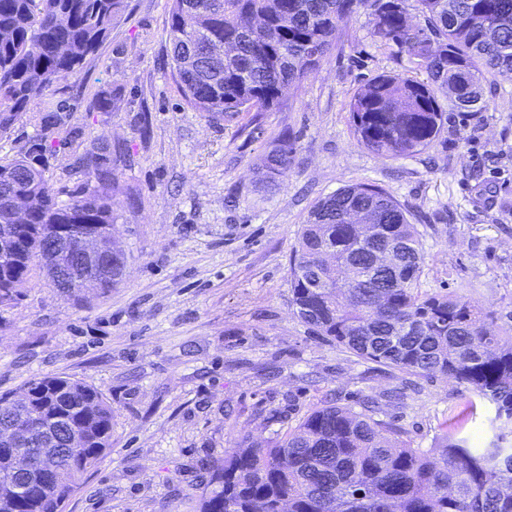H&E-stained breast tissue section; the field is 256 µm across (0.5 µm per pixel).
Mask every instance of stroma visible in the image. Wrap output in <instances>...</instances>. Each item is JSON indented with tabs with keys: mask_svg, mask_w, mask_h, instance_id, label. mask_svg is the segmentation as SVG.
Returning a JSON list of instances; mask_svg holds the SVG:
<instances>
[{
	"mask_svg": "<svg viewBox=\"0 0 512 512\" xmlns=\"http://www.w3.org/2000/svg\"><path fill=\"white\" fill-rule=\"evenodd\" d=\"M170 6L128 0L97 54L49 97L79 132L48 155L60 201L96 185L76 156L110 146L123 279L78 298L36 269L0 306V394L63 375L112 406V446L64 512H197L202 464L247 441L274 443L330 401L358 413L374 402L375 419L413 447H434L470 398L463 386L362 360L293 313L288 266L300 228L346 186H381L408 209L426 255L423 290L464 292L496 325L512 322V80L487 76L488 108L474 116L444 99L439 141L383 158L358 143L350 102L377 75L425 71L372 37L367 12L342 22L330 56L284 90L279 108L228 123L181 92ZM284 137L293 162L260 187L257 166Z\"/></svg>",
	"mask_w": 512,
	"mask_h": 512,
	"instance_id": "obj_1",
	"label": "stroma"
}]
</instances>
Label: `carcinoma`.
<instances>
[{
  "instance_id": "1",
  "label": "carcinoma",
  "mask_w": 512,
  "mask_h": 512,
  "mask_svg": "<svg viewBox=\"0 0 512 512\" xmlns=\"http://www.w3.org/2000/svg\"><path fill=\"white\" fill-rule=\"evenodd\" d=\"M402 0H173L167 40L188 104L213 119L280 104L279 90L302 85L336 42L341 23L360 7L373 17L372 35L408 50L423 80L380 75L350 103L357 141L376 155L424 151L445 128L439 94L454 87L465 112H483L485 75L512 78V0H418L423 25L408 22ZM127 0H0V138L27 112L46 103L56 81L82 68L108 39ZM266 16L246 29L241 15ZM231 50L210 62L205 45ZM57 113L40 116V141L0 162V235L13 229L14 251L0 263V306L11 304L39 262L56 280L52 245L60 224H112L111 170L92 150L78 163L96 179L93 192L58 202L45 176L43 144L52 142ZM293 143L282 138L263 159L264 178L288 169ZM29 201L28 224L12 225L11 201ZM362 213L380 227L372 240L357 232ZM392 245L388 268L374 254ZM112 279L121 280L125 252L112 242ZM425 256L407 210L386 190L349 185L308 212L289 260L292 308L302 323L357 357L415 376H442L474 399L438 439L413 448L399 430L362 413L326 404L307 413L268 448H242L205 464L199 512H512V328L492 331L463 295L421 288ZM29 403L8 407L0 395V433L21 414H36L47 433L20 436L28 468L15 473L0 450V512H63V505L112 447V406L98 389L69 376L34 378ZM494 415L482 417L478 405ZM480 423L483 446L464 430ZM85 445L73 456L75 427Z\"/></svg>"
}]
</instances>
